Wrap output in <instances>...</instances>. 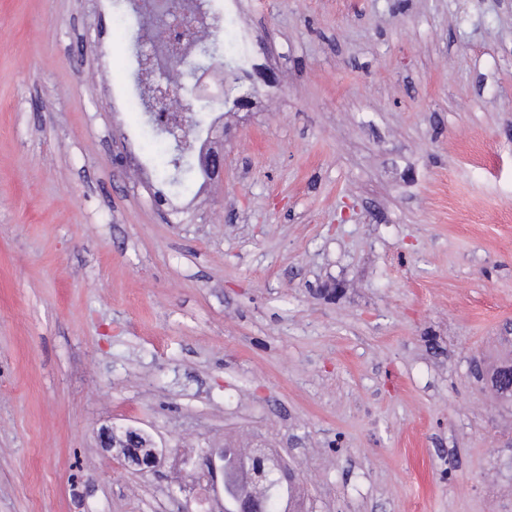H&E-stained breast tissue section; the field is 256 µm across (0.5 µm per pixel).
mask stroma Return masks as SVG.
<instances>
[{
	"mask_svg": "<svg viewBox=\"0 0 512 512\" xmlns=\"http://www.w3.org/2000/svg\"><path fill=\"white\" fill-rule=\"evenodd\" d=\"M112 14L0 0V512H184L227 442L306 512H512V0H242L271 88L181 193ZM137 438V443H132L133 448L128 447H118L120 448V452L122 453L124 460L126 461L127 466L135 468L137 471H144L147 468L148 461L152 462V464L156 460V451L155 448H150L149 444H147V440L143 438L139 433H135ZM134 461L143 462L145 464L144 467H141L138 464H133Z\"/></svg>",
	"mask_w": 512,
	"mask_h": 512,
	"instance_id": "35a3bbf8",
	"label": "stroma"
}]
</instances>
